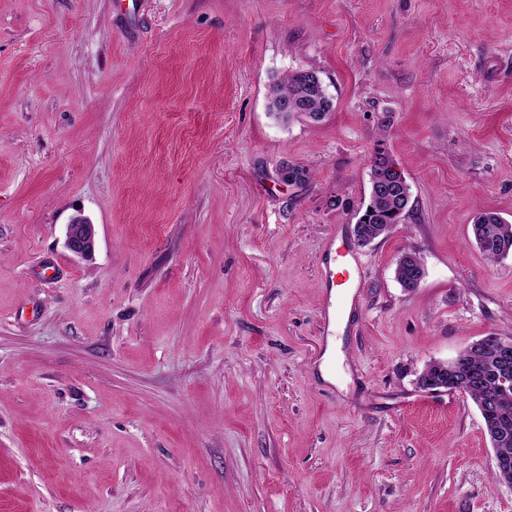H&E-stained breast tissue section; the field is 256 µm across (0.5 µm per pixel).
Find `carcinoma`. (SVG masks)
<instances>
[{
  "label": "carcinoma",
  "mask_w": 512,
  "mask_h": 512,
  "mask_svg": "<svg viewBox=\"0 0 512 512\" xmlns=\"http://www.w3.org/2000/svg\"><path fill=\"white\" fill-rule=\"evenodd\" d=\"M315 70L299 69L288 73L271 88L268 111L280 125L287 126L295 120L308 118L319 122L334 111L333 97L324 81L314 79ZM396 163L385 143L376 144L369 159V191L358 204L352 206L357 215L354 232L364 244L387 237L401 214L408 211L410 187L395 183L394 191L378 195L374 186L380 181L393 180ZM281 179L290 186L302 187L312 181L311 171L298 163H288L280 170ZM474 241L486 258L497 264L512 254V224L505 222L498 213L487 211L475 219L471 227ZM424 272L421 257L411 249L399 254L395 262V277L402 288L413 289L416 277ZM427 377H437L448 384V393L456 392L463 377L473 380L467 395L477 405L491 442H497L502 424L512 430V389L501 385L496 373L494 349L489 344L469 343L442 371L429 363L424 369Z\"/></svg>",
  "instance_id": "obj_1"
}]
</instances>
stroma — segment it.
Returning a JSON list of instances; mask_svg holds the SVG:
<instances>
[{
  "mask_svg": "<svg viewBox=\"0 0 512 512\" xmlns=\"http://www.w3.org/2000/svg\"><path fill=\"white\" fill-rule=\"evenodd\" d=\"M302 68L336 109L280 127ZM381 140L409 211L361 247L328 202ZM483 210L512 223V0H0V512H512L470 397L417 386L512 336ZM67 248L78 256L91 254L96 245V230L94 224L81 217L74 218L67 226ZM339 258H346V254H342L336 251V249L326 252L324 262L326 271L325 287L328 290L324 319L327 323V330L332 323L336 324V317H341L344 313L345 296H340L336 299V288H352L351 274L348 268H343L342 271L341 268L336 269V271H341L338 273L341 279L336 281L335 268L336 261ZM332 265H334V269H332ZM425 274L421 257L411 249L401 251L395 262V277L405 290H412L418 274Z\"/></svg>",
  "mask_w": 512,
  "mask_h": 512,
  "instance_id": "35a3bbf8",
  "label": "stroma"
}]
</instances>
